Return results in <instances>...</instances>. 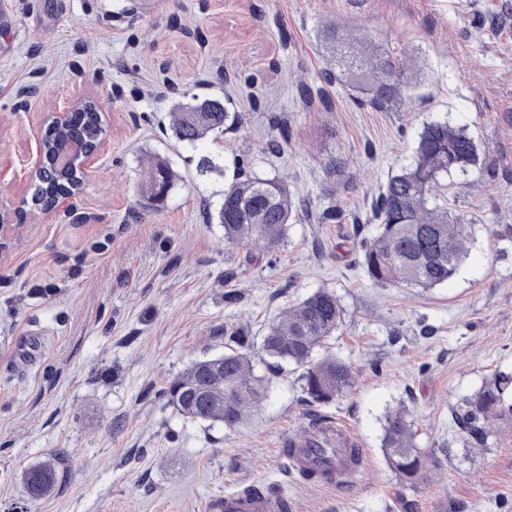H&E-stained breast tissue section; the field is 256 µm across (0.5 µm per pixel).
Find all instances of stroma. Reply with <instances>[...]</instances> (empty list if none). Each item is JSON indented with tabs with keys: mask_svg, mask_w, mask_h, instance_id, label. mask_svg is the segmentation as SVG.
<instances>
[{
	"mask_svg": "<svg viewBox=\"0 0 512 512\" xmlns=\"http://www.w3.org/2000/svg\"><path fill=\"white\" fill-rule=\"evenodd\" d=\"M505 0H7L0 19V203L31 198L28 175L45 113L94 99L108 130L73 201L84 220L20 216L0 260V512H203L207 499L259 485L292 512H512V416L470 450L457 406L512 371V14ZM360 31L401 58L410 97L386 110L328 82L321 31ZM314 97L304 98L301 87ZM222 98L241 120L190 148L172 133L184 93ZM291 132L281 153L271 124ZM465 129L476 166L440 203L468 226L467 257L448 283L372 282L357 246L371 203L408 160L423 122ZM218 172L196 176L199 155ZM158 156L179 181L158 212L137 186ZM341 158V222L324 224V163ZM282 177L295 212L272 252L225 241L210 218L236 161ZM334 291L343 321L329 354L353 389L313 403L293 369L262 351L277 315ZM250 354L268 382L244 425L179 415L165 394L224 345ZM405 409L416 442L441 465L402 486L381 443ZM353 426L370 468L346 488L290 467L282 439L307 418ZM59 461L53 491L28 501L24 473Z\"/></svg>",
	"mask_w": 512,
	"mask_h": 512,
	"instance_id": "stroma-1",
	"label": "stroma"
}]
</instances>
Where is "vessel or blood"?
<instances>
[{
	"label": "vessel or blood",
	"mask_w": 512,
	"mask_h": 512,
	"mask_svg": "<svg viewBox=\"0 0 512 512\" xmlns=\"http://www.w3.org/2000/svg\"><path fill=\"white\" fill-rule=\"evenodd\" d=\"M291 450L290 461L297 473L327 470L333 483L355 484L368 469L367 460L352 461L346 449L358 446L356 431L345 421L322 416L304 424L302 431L285 441ZM287 497L264 492L258 495L240 491L210 498L205 512H284Z\"/></svg>",
	"instance_id": "vessel-or-blood-1"
}]
</instances>
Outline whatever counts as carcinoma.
Wrapping results in <instances>:
<instances>
[{
	"label": "carcinoma",
	"instance_id": "1",
	"mask_svg": "<svg viewBox=\"0 0 512 512\" xmlns=\"http://www.w3.org/2000/svg\"><path fill=\"white\" fill-rule=\"evenodd\" d=\"M322 39L330 50L336 72H327L349 90L365 96L369 104L385 108L404 97L409 82L405 67L392 53L371 40L336 23L328 24ZM99 108L84 102L74 122L65 128L47 124L43 134L45 160L36 174L37 190L29 210L48 212L59 195L78 185L81 172H62L54 157L70 142L92 145L99 137ZM238 120L219 98L191 96L176 105L172 129L181 143L193 145L209 134H222ZM478 162L477 148L464 129L446 121L423 123L410 159L392 174L372 206L378 232L360 241L363 266L368 277L381 285H409L434 288L448 282L466 258L468 225L451 216L436 203L442 180L457 171L466 172ZM330 183L345 176V163L336 158L324 166ZM178 175L162 159L150 166L139 187L140 206L157 211L174 187ZM295 212L285 182L278 178L250 176L241 166L224 187L215 211L224 226V238L243 246L270 251L288 235ZM343 319V307L336 293L319 289L284 311L269 327L263 349L281 369L294 365L302 369L299 380L309 399L329 404L354 385L351 368L332 356L312 359L314 349L334 336ZM168 403L186 419L241 426L265 397L264 381L253 374L248 355L231 348L224 355L199 360L177 377L167 391ZM512 372H500L473 398L455 412V420L467 441L485 447L494 421L503 410L512 412ZM382 452L400 482L412 487L422 481L435 464L414 441L411 424L397 411L387 418ZM58 479L57 467L40 463L25 472L30 500L44 497Z\"/></svg>",
	"mask_w": 512,
	"mask_h": 512
}]
</instances>
